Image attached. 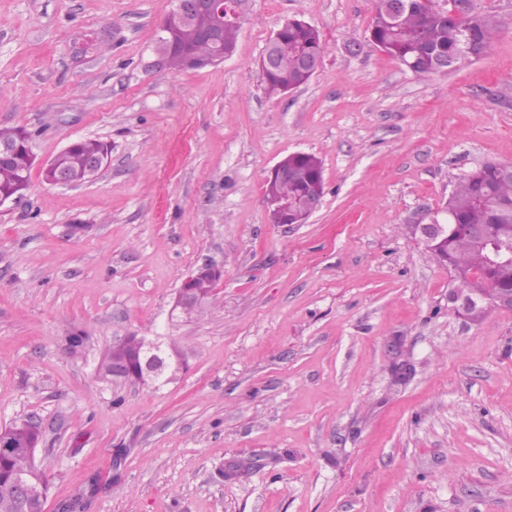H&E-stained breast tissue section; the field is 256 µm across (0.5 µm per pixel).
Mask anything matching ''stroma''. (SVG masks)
Listing matches in <instances>:
<instances>
[{
	"mask_svg": "<svg viewBox=\"0 0 512 512\" xmlns=\"http://www.w3.org/2000/svg\"><path fill=\"white\" fill-rule=\"evenodd\" d=\"M470 5L496 40L418 77L369 45L376 0H251L234 55L186 72L153 64L174 0H0V126L37 161L0 211V426L40 423L47 512H512V311L458 314L410 232L512 162V0ZM292 18L322 63L271 97L260 58ZM86 136L112 145L102 173L44 183ZM293 152L325 195L282 226L264 183ZM207 261L213 304L172 315ZM133 333L183 347L172 382L98 379Z\"/></svg>",
	"mask_w": 512,
	"mask_h": 512,
	"instance_id": "1",
	"label": "stroma"
}]
</instances>
